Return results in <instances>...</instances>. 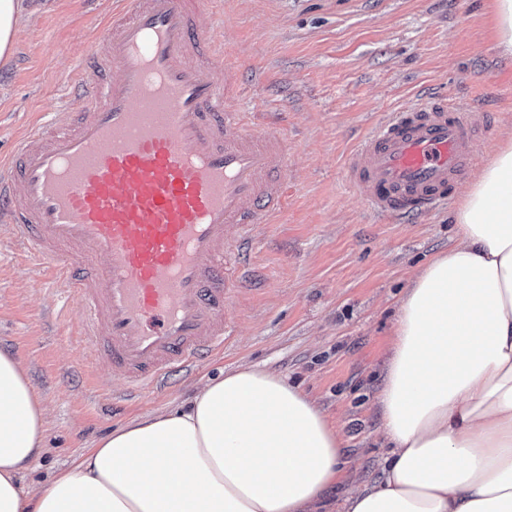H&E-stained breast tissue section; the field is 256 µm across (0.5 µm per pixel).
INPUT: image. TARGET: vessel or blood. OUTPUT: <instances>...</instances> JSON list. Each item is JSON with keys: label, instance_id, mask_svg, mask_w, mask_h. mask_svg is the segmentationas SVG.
<instances>
[{"label": "vessel or blood", "instance_id": "b4317fda", "mask_svg": "<svg viewBox=\"0 0 512 512\" xmlns=\"http://www.w3.org/2000/svg\"><path fill=\"white\" fill-rule=\"evenodd\" d=\"M199 9L114 0L81 57L106 79L74 69L54 133L35 122L0 158V225L84 308L92 369L124 374L133 393L223 349L250 228L283 213L291 177L287 134L250 129L223 48L199 52ZM484 124L475 105L423 102L361 141L348 179L375 214L428 215L468 173Z\"/></svg>", "mask_w": 512, "mask_h": 512}]
</instances>
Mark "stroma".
<instances>
[{"instance_id":"stroma-1","label":"stroma","mask_w":512,"mask_h":512,"mask_svg":"<svg viewBox=\"0 0 512 512\" xmlns=\"http://www.w3.org/2000/svg\"><path fill=\"white\" fill-rule=\"evenodd\" d=\"M0 60V154L67 94L91 21L113 0H37ZM200 25L237 70L234 106L250 124L280 113L295 145L284 212L252 230L251 273L229 308L223 353L170 374L165 390L114 406L122 375L91 374L84 310L42 261L0 233V350L12 352L47 409L45 449L25 483L48 485L112 429L188 401L200 378L240 362L287 376L345 438L344 475L319 512L373 483L385 454L376 403L396 306L413 275L455 236L458 200L425 218L375 215L348 182L361 139L429 93L487 114L472 164L512 136V58L495 47L491 0H204Z\"/></svg>"}]
</instances>
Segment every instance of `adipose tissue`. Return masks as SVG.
I'll list each match as a JSON object with an SVG mask.
<instances>
[{
	"instance_id": "adipose-tissue-1",
	"label": "adipose tissue",
	"mask_w": 512,
	"mask_h": 512,
	"mask_svg": "<svg viewBox=\"0 0 512 512\" xmlns=\"http://www.w3.org/2000/svg\"><path fill=\"white\" fill-rule=\"evenodd\" d=\"M30 0H0V60ZM456 237L405 289L378 395L387 450L343 512H512V139L455 211ZM46 408L0 351V512H316L340 483L341 432L286 376L205 375L189 405L97 441L44 488Z\"/></svg>"
}]
</instances>
